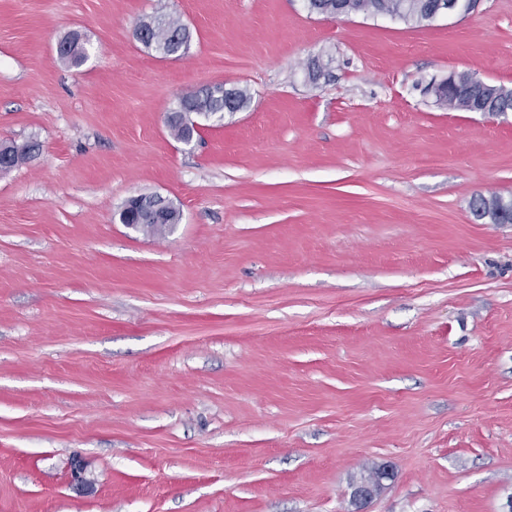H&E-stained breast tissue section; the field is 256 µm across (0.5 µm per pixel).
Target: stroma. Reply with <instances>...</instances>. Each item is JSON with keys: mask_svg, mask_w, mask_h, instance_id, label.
I'll use <instances>...</instances> for the list:
<instances>
[{"mask_svg": "<svg viewBox=\"0 0 512 512\" xmlns=\"http://www.w3.org/2000/svg\"><path fill=\"white\" fill-rule=\"evenodd\" d=\"M160 14L184 57L135 39ZM453 71L512 88V0H0V140L42 145L0 171V512H351L384 462L369 512H512V224L469 208L512 195V112L425 94ZM139 194L176 228L121 224ZM436 0H311L314 13L320 15H373L386 11L400 14L402 21L423 24L433 21ZM63 39L61 44L64 45V49L58 55L60 60L74 67L83 65L88 59L87 43L84 36L79 31H72ZM219 88L220 85H215L212 89H200L183 95L179 99L178 108L172 111L179 113L178 116L173 113H169L167 116V121L173 116L182 120L167 122L170 133L175 139L186 142L191 141L194 135H197V130L193 126L184 123L190 120L192 112L197 113V116H209L214 112H224V98L221 97ZM185 108H188L191 112H183ZM393 467L386 463L379 466L378 477L375 482L359 478L354 481L352 487V502L356 506L353 512H368V506L372 500L386 488V482L393 478Z\"/></svg>", "mask_w": 512, "mask_h": 512, "instance_id": "obj_1", "label": "stroma"}]
</instances>
